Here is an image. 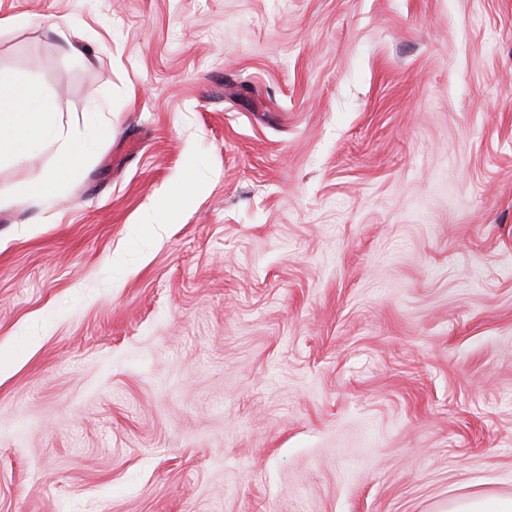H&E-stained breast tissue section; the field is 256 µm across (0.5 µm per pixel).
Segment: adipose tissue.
I'll list each match as a JSON object with an SVG mask.
<instances>
[{
	"mask_svg": "<svg viewBox=\"0 0 512 512\" xmlns=\"http://www.w3.org/2000/svg\"><path fill=\"white\" fill-rule=\"evenodd\" d=\"M52 127L33 107L25 91L16 85L0 84V151L19 146L20 135L52 134Z\"/></svg>",
	"mask_w": 512,
	"mask_h": 512,
	"instance_id": "adipose-tissue-1",
	"label": "adipose tissue"
}]
</instances>
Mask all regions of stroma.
Here are the masks:
<instances>
[{"label": "stroma", "mask_w": 512, "mask_h": 512, "mask_svg": "<svg viewBox=\"0 0 512 512\" xmlns=\"http://www.w3.org/2000/svg\"><path fill=\"white\" fill-rule=\"evenodd\" d=\"M0 84L85 149L0 158V512L512 496V0H0ZM57 163L53 173L37 183L40 195L50 194L55 190L57 182L74 170L81 162L83 152L66 137L59 135Z\"/></svg>", "instance_id": "stroma-1"}]
</instances>
